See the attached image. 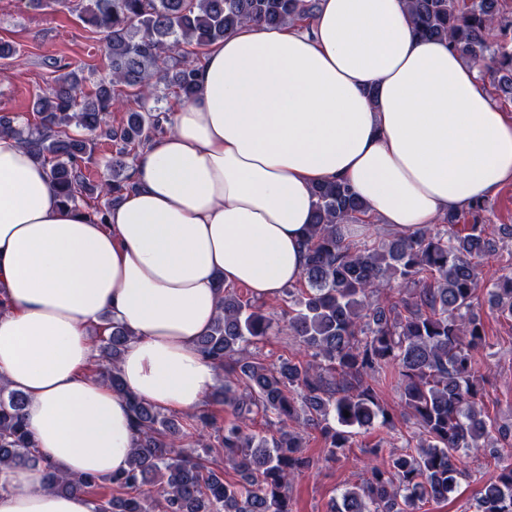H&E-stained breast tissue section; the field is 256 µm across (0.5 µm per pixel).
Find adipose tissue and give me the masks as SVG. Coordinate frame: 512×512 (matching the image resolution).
Wrapping results in <instances>:
<instances>
[{
    "label": "adipose tissue",
    "instance_id": "adipose-tissue-1",
    "mask_svg": "<svg viewBox=\"0 0 512 512\" xmlns=\"http://www.w3.org/2000/svg\"><path fill=\"white\" fill-rule=\"evenodd\" d=\"M171 120L103 222L0 133V384L26 396L44 458L0 465V512H93L84 492L47 490V466H128L132 413L95 369L90 327L131 331L126 394L199 410L218 381L199 338L225 288L268 301L300 281L316 185L349 184L407 233L512 181V117L447 41L415 34L406 0H319L312 18L236 28Z\"/></svg>",
    "mask_w": 512,
    "mask_h": 512
}]
</instances>
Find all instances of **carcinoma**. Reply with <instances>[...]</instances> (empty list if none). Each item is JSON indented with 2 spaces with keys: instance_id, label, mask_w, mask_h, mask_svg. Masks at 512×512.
Wrapping results in <instances>:
<instances>
[{
  "instance_id": "1",
  "label": "carcinoma",
  "mask_w": 512,
  "mask_h": 512,
  "mask_svg": "<svg viewBox=\"0 0 512 512\" xmlns=\"http://www.w3.org/2000/svg\"><path fill=\"white\" fill-rule=\"evenodd\" d=\"M318 0H89L74 11L100 33L109 76L90 92L75 70L57 76L33 98L32 118L1 115L0 132L34 147L68 204L92 206L105 221L112 203L133 188L136 152L164 132L159 106L146 107L162 84L188 99L196 91L200 51L249 22L271 25L308 18ZM416 33L446 39L467 63L494 69L497 88L512 98V55H498L499 37L512 32L503 0H410ZM123 117L109 123L112 112ZM112 143V176L93 178L97 141ZM316 205L299 287L288 289L297 309L286 330L310 360L281 357L268 363L245 347L275 329L264 304L224 289L221 313L201 337V351L224 373L211 394L233 419L216 425L204 408L167 414L125 394L119 361L130 331L110 320L99 335L102 376L126 395L137 427L129 468L102 480L69 477L48 468L47 486L86 491L106 483L110 497L94 512H292L291 481L315 465L303 454L295 425L320 432L327 463L351 447L355 430L378 422L395 428L383 401L394 379L399 400L418 426L412 449L371 467V477L346 490L329 512H416L423 500L448 499L467 476L463 457L482 451L501 457L498 441L512 431L483 412L482 375L476 354L485 343L478 298L486 290L490 310L512 319V274L485 284L481 262L512 244V225L487 232L485 200L467 212L441 217L435 228L390 233L372 244L350 245L341 226L366 216L367 208L341 182L314 190ZM26 396L0 386V464H37L39 449L23 423ZM349 415H344V412ZM273 417L276 436L249 428L252 416ZM214 428L234 476L210 460L203 430ZM161 488L158 496L144 490ZM476 512H512V463L500 466L475 501Z\"/></svg>"
}]
</instances>
